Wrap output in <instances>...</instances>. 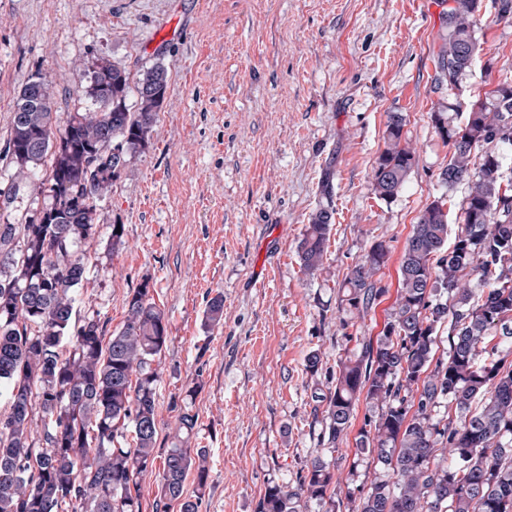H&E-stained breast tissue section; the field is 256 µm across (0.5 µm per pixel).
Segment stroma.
<instances>
[{"label":"stroma","instance_id":"stroma-1","mask_svg":"<svg viewBox=\"0 0 512 512\" xmlns=\"http://www.w3.org/2000/svg\"><path fill=\"white\" fill-rule=\"evenodd\" d=\"M446 0H0V224L33 221L47 198L17 182L7 154L11 112L36 74L59 115L93 104L85 89L105 60L130 84L157 63L168 89L143 151L100 203L99 236L84 248L88 288L79 315L122 327L143 281L170 324L157 386L159 451L170 448L176 407L197 416L189 448L206 449L200 512H255L268 485L294 483L317 451L306 360L335 364L336 318L347 273L377 241L389 248L383 295L353 320L379 336L399 289V262L421 210L445 190L449 149L431 114L448 103L435 63ZM179 20L181 34L160 40ZM483 51L460 82L473 100L512 76V22L477 32ZM405 118L415 165L400 194L380 200L373 168L388 113ZM333 185L332 197L321 192ZM335 214L324 269L306 274L298 244L312 213ZM124 227L108 253L109 227ZM224 299V323L204 324ZM194 389L186 397V389ZM342 445L336 491L349 467L364 482L355 437Z\"/></svg>","mask_w":512,"mask_h":512}]
</instances>
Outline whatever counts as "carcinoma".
<instances>
[{
	"mask_svg": "<svg viewBox=\"0 0 512 512\" xmlns=\"http://www.w3.org/2000/svg\"><path fill=\"white\" fill-rule=\"evenodd\" d=\"M448 0L447 34L438 79L457 90L481 52L475 26L512 20V0ZM87 86L97 110L59 121L49 84L38 77L22 89L12 116L8 152L20 181L47 164L51 199L45 224H0V512H140V484L158 479L153 512H199L209 480L206 449L183 447L197 424L179 410L172 448L157 462L158 361L170 337L168 321L145 281L128 299L123 327L105 336L99 315L72 319L76 295L87 286L81 245L99 234L98 203L120 172L145 148L168 88L157 63L138 83L135 111L126 103L129 78L105 61ZM466 108V122L454 114ZM448 144L440 181L467 185L459 223L448 242V200L431 201L412 225L400 262L401 283L382 335L346 332L349 316L367 311L382 288L375 276L388 248L373 243L344 279L338 311L346 344L336 367L317 352L306 363L326 385L315 389L317 454L296 485L272 484L256 512H512V79L461 105L432 113ZM405 119L387 114L385 147L373 171L376 196H398L415 164ZM332 208L311 215L298 245L304 270L323 269ZM476 277L481 293L471 288ZM224 299L212 298L205 323L218 326ZM448 323V350L437 354ZM355 347H349V343ZM365 418L355 438L359 454L383 473L346 500L332 487L341 445L356 405ZM132 428L128 447L115 445ZM197 494H184L189 472Z\"/></svg>",
	"mask_w": 512,
	"mask_h": 512,
	"instance_id": "obj_1",
	"label": "carcinoma"
}]
</instances>
